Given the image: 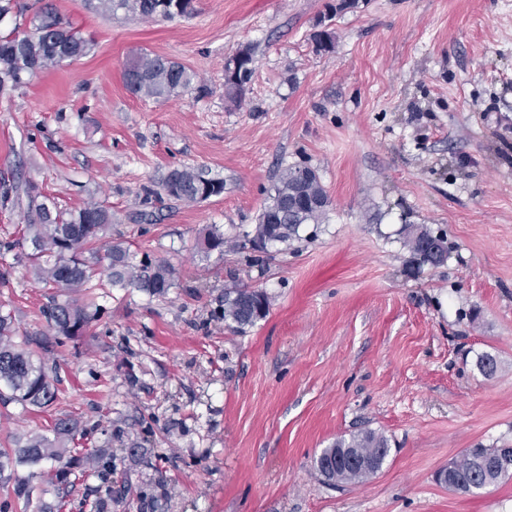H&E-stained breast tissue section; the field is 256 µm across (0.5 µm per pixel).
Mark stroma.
<instances>
[{"instance_id": "1", "label": "stroma", "mask_w": 512, "mask_h": 512, "mask_svg": "<svg viewBox=\"0 0 512 512\" xmlns=\"http://www.w3.org/2000/svg\"><path fill=\"white\" fill-rule=\"evenodd\" d=\"M44 3L94 41L88 55L0 90V315L48 336L66 289L35 275L31 202H104L118 244L176 270L153 297L94 279L97 319L36 357L59 399L0 403V448L68 417L76 445L112 463L44 487L62 512H512V477L477 494L438 474L468 448H512V0H194L172 20L103 16L86 0ZM333 36L329 51L311 35ZM250 47L242 98L224 61ZM182 64L166 100L124 84L134 55ZM201 167L224 192L197 203L160 191ZM320 177L321 223L285 251L242 246L286 168ZM443 234L448 258L420 264L404 225ZM219 229L223 253L198 251ZM263 292L237 333L224 290ZM496 357L483 376L479 355ZM362 429L388 437L382 469L328 485L321 449Z\"/></svg>"}]
</instances>
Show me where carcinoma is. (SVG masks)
Here are the masks:
<instances>
[{
	"instance_id": "carcinoma-1",
	"label": "carcinoma",
	"mask_w": 512,
	"mask_h": 512,
	"mask_svg": "<svg viewBox=\"0 0 512 512\" xmlns=\"http://www.w3.org/2000/svg\"><path fill=\"white\" fill-rule=\"evenodd\" d=\"M95 9L104 15L123 10L146 18L173 19L183 13L178 0H98ZM35 29L42 36L34 39L13 27L0 37V87L10 82L17 86L29 75V62L43 59V67L60 64L64 53L90 52L92 43L82 33L66 25L49 5L34 18ZM126 86L133 93L148 99H166L187 89L193 75L174 61L142 53L125 66ZM303 187L315 201L308 209H296L291 196ZM215 189H224V182L208 177L201 169L187 167L172 169L164 181V190L176 200L200 202L202 196ZM329 204L328 195L320 178L310 167L285 169L268 191L266 202L258 217V224L244 233L250 243L268 233L270 218H276L273 245L288 246L301 240L302 227L322 222ZM112 224L111 210L98 202H90L76 212L52 214L49 207L35 205V219L26 225L33 246L30 259L37 275L46 282L77 292L97 275L95 263L86 258L90 246L105 234ZM404 246L423 263L437 266L446 259L444 239L434 236L419 226L404 229ZM199 249L207 254L224 251V234L211 229L199 240ZM108 277L112 286L136 288L151 296H164L173 285L175 269L165 260L153 261L147 257L136 261L133 255L119 245L107 253ZM268 302L256 305L245 288L224 289V323L237 333L255 325L265 316ZM56 334L74 337L86 332L96 317L89 306L75 301L55 304L43 311ZM9 392L8 399L18 403L44 408L58 399V389L52 383L46 363L34 359L32 352L14 341L10 323L0 318V388ZM52 435L32 433L15 440V447L0 450V479L14 482L15 491L27 504L33 503L36 486L34 475L48 482L71 473L81 458L80 450L70 447L75 442L77 425L67 419H58L51 428ZM340 448H356L369 465L357 470L336 473L337 482H359L373 477L389 456L388 439L365 429L349 438L339 439L321 454L329 458ZM502 454L500 448H468L454 463V469L445 479L448 487L462 493H472L474 475H479L478 489L488 488L512 474L509 470L482 469L479 461L489 464Z\"/></svg>"
}]
</instances>
